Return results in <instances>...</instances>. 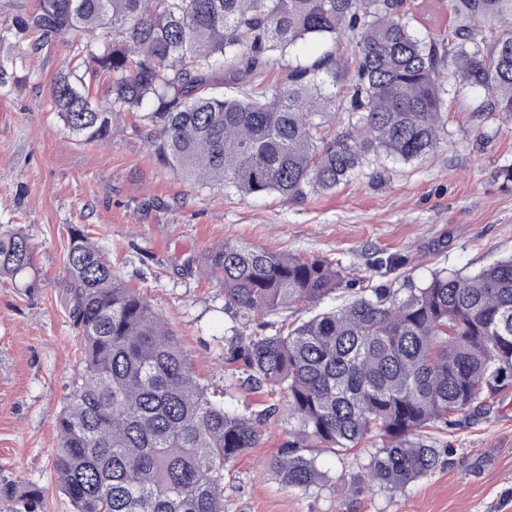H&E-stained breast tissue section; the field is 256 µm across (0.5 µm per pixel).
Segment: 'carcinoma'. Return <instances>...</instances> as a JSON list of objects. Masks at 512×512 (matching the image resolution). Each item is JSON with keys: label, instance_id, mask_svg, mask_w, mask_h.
<instances>
[{"label": "carcinoma", "instance_id": "cac0c4a2", "mask_svg": "<svg viewBox=\"0 0 512 512\" xmlns=\"http://www.w3.org/2000/svg\"><path fill=\"white\" fill-rule=\"evenodd\" d=\"M448 10L432 35L410 27L406 0H35L0 24V48L25 42L36 55L91 36L51 85L69 134L103 143L136 113L159 163L192 184L296 200L382 156L432 154L446 96L461 86L483 94L476 111L512 118V0H448ZM306 40L327 49L270 77L273 56ZM24 63L0 56V91ZM89 74L107 79L104 99ZM33 266L27 235L0 232V278ZM66 267L81 359L53 469L74 512H224V472L280 412L288 438L269 468L284 487L324 482L320 449L371 440L364 471L338 495L402 491L450 454L424 429L512 388V257L472 274L438 270L404 294L366 286L272 335L235 337L224 368L282 402L257 414L224 407L165 319L80 231ZM199 273L250 321L352 284L338 263L231 242ZM0 497L39 512L36 490L5 483Z\"/></svg>", "mask_w": 512, "mask_h": 512}]
</instances>
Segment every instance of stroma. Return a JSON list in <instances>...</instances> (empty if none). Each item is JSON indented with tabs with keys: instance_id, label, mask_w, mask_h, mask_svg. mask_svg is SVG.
<instances>
[{
	"instance_id": "stroma-1",
	"label": "stroma",
	"mask_w": 512,
	"mask_h": 512,
	"mask_svg": "<svg viewBox=\"0 0 512 512\" xmlns=\"http://www.w3.org/2000/svg\"><path fill=\"white\" fill-rule=\"evenodd\" d=\"M79 35L25 56L0 95V229H21L35 247L34 269L0 280V482L45 489L42 512H73L55 487L56 422L80 362L65 301L66 253L74 230L102 245L114 271L149 299L186 347L196 373L231 410L268 406L264 392L224 369L234 334H272L305 306L269 315L259 327L224 305V294L187 267L226 242L328 259L369 285L414 288L446 268L463 274L512 255V126L474 109L460 88L437 151L409 163L363 167L329 192L288 201L244 199L197 187L162 166L135 115L104 143L68 135L50 85L73 64ZM388 257L398 267L385 266ZM288 423L271 417L256 447L224 478V512H512V394L486 415L460 418L430 434L451 454L403 491L375 488L341 498L338 481L359 474L363 450L322 452L325 483L285 488L267 463L282 451Z\"/></svg>"
}]
</instances>
